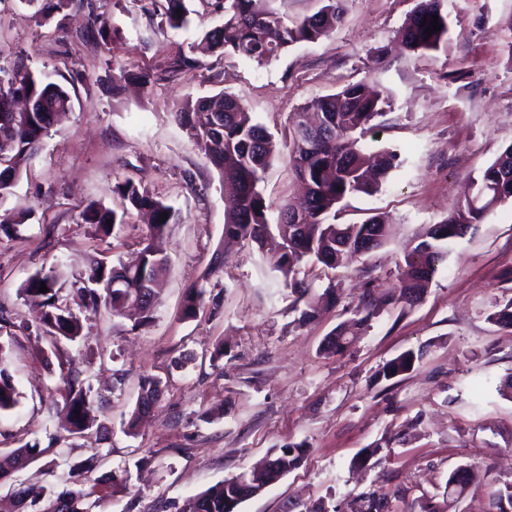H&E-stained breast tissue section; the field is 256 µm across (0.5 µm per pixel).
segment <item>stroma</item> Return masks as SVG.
Segmentation results:
<instances>
[{
  "instance_id": "stroma-1",
  "label": "stroma",
  "mask_w": 512,
  "mask_h": 512,
  "mask_svg": "<svg viewBox=\"0 0 512 512\" xmlns=\"http://www.w3.org/2000/svg\"><path fill=\"white\" fill-rule=\"evenodd\" d=\"M91 3L121 40L84 37V10L44 21L37 5L0 0V66L39 72L66 86L73 102L0 203L31 213L27 223L0 227V310L15 324L0 341L24 395L0 413V451L35 442L46 450L18 480L62 491L63 473L96 450L98 474L125 473L129 481L94 512H177L185 499L272 449L302 443V465L238 512H291L321 500L340 506L368 491L396 495L399 512H419L421 501L442 493L449 472L467 465L477 467L480 481L456 512H494L492 492L512 482V398L498 390L512 374V331L487 315L512 297V203L452 245L419 302L385 306L341 354L319 348L358 304L365 280L380 294L393 289L407 245L447 216L471 180L512 145V56L500 33L512 0H447V46L424 53L399 42L418 0H344L343 21L327 38L292 45L264 66L206 56L196 75L161 77L148 92L131 81L114 83L113 61L160 73L168 51L199 42L222 15L203 0H185L191 22L174 31L132 0L121 8L114 0ZM358 81L390 93L373 144L396 150L401 165L378 192L350 199L340 220L379 212L392 220L393 237L339 269L336 307L302 325L264 248L225 241L220 176L174 113L186 99L224 91L282 141L293 112ZM119 177L141 183L176 212L164 243L171 263L150 323L102 308L86 316V341L55 348L47 335L21 332L18 323L37 325L40 312L38 299L23 291L30 275H55L71 296L93 260L137 259L146 215L131 212L107 245L79 217L91 201L118 206ZM261 187L273 205L268 219L276 221L277 205L299 194L288 154ZM219 249L224 265L203 281ZM202 283L221 294V310L182 319L187 289ZM219 343L224 356L215 361ZM418 348L425 355L412 371L379 378L386 362ZM65 366L82 371L104 400L111 443L97 448L63 428L56 404ZM146 376L160 380L163 396L131 437L124 429Z\"/></svg>"
}]
</instances>
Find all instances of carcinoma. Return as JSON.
I'll list each match as a JSON object with an SVG mask.
<instances>
[{
	"instance_id": "obj_1",
	"label": "carcinoma",
	"mask_w": 512,
	"mask_h": 512,
	"mask_svg": "<svg viewBox=\"0 0 512 512\" xmlns=\"http://www.w3.org/2000/svg\"><path fill=\"white\" fill-rule=\"evenodd\" d=\"M315 13L295 20L268 7V0H211L213 11L221 13L224 22L204 33L201 43L211 52L223 56L237 55L258 65L277 59L288 47L300 42H316L332 32L343 19L342 0H322ZM70 8H85L84 0H47L45 16ZM142 9L151 16H161L174 30L188 26L187 10L182 0H147ZM182 13H177V10ZM439 17L441 30L427 35L426 29ZM448 13L443 0H419L418 6L400 33L402 43L413 52L437 51L447 43ZM194 46L179 49L168 58L171 73L190 74L200 68L193 56ZM117 79L134 80L149 90L156 80L153 71H132L119 66ZM23 95L32 100L28 114H13L15 98ZM389 95L371 91L362 83H349L338 92L315 97L301 112H295L289 128L288 149L295 176L304 183L305 194L294 204L279 206L276 222L278 235H273L267 203L259 184L265 172L279 156V143L263 125L256 122L246 106L236 97L219 92L186 100L175 114L176 120L197 149L219 171L227 188L224 199V236L242 241H255L267 246L270 261L284 286L293 296L292 308L299 312V323L315 319L324 306H334L339 299L336 277L328 278L321 294L315 282L301 276L308 263L321 264L335 270L348 255L361 258L386 244L392 224L379 215L361 222L339 224L337 214L342 204L353 196L372 195L378 190L376 179H385L397 166L398 155L386 148H369L361 140L384 115ZM71 106L66 87L44 82L33 71L0 66V203L10 193V181L19 179L27 163L54 117ZM476 192L448 209L440 223L430 226L425 236L405 255L407 278L396 290L381 297L375 290L366 295L351 316L323 340L321 352L336 355L351 347L356 338L371 326L381 306L422 299L427 284L445 260L451 244L466 235L498 206L512 202V145L487 166L473 181ZM114 192L129 208L147 210L152 224L141 251V265L126 269L125 280L118 288L110 287L115 267L104 259L94 261L83 286L77 289L78 300L69 302L56 287L53 275L41 271L30 276L25 292L43 298L39 328L50 336L74 341L83 337L81 310L109 309L114 315L130 307L141 314L139 325H145L157 303L155 283L169 264L162 247L167 225L174 211L163 200L151 194L132 179L116 180ZM98 203L87 204L82 222L93 224L101 240L110 237L115 226L125 224V214ZM168 214L167 219L159 216ZM48 291H40L41 285ZM220 309V299L208 294L201 284L187 291L182 316L192 319L200 310ZM487 319L502 329H512V298L500 305ZM423 350H408L388 361L378 373L387 381L414 369ZM160 381L144 377L140 396L127 422L128 433H134L144 407L153 406L160 398ZM63 406L60 409L64 428L74 437H95L105 444L110 439L102 401L92 393L82 372L70 370L62 375ZM21 393L14 385L7 366L6 345L0 343V412L14 409ZM36 446L25 444L0 453V479H7L24 469L35 455ZM301 444H286L273 449L266 460L242 473L225 478L205 491L188 498L178 512H237L239 504L252 497V491L268 486L298 468L304 459ZM97 467L93 454L68 470L64 483L68 488L49 495L18 486L9 497H0V512H93L98 501L99 480L92 478ZM478 479L470 466L459 467L448 474L442 501H425L421 512H452L469 487ZM496 512H512V482L495 492ZM346 512H398L386 494L363 492L346 501Z\"/></svg>"
}]
</instances>
